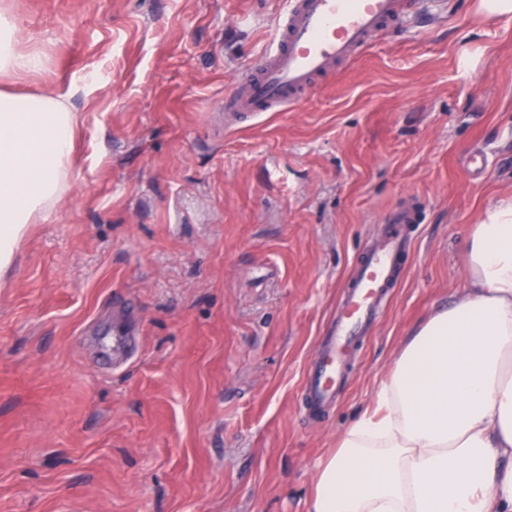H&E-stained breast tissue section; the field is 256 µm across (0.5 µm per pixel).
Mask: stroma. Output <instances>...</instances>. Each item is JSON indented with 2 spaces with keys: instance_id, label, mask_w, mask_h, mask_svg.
Here are the masks:
<instances>
[{
  "instance_id": "obj_1",
  "label": "stroma",
  "mask_w": 512,
  "mask_h": 512,
  "mask_svg": "<svg viewBox=\"0 0 512 512\" xmlns=\"http://www.w3.org/2000/svg\"><path fill=\"white\" fill-rule=\"evenodd\" d=\"M474 2L228 132L224 92L286 0H0L46 59L0 89L80 115L65 192L0 278V512H308L402 347L466 288L480 213L512 196V20ZM411 196L401 281L310 417L323 325ZM116 318L142 339L120 367Z\"/></svg>"
}]
</instances>
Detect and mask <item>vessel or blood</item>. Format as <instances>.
Instances as JSON below:
<instances>
[{
    "label": "vessel or blood",
    "instance_id": "vessel-or-blood-1",
    "mask_svg": "<svg viewBox=\"0 0 512 512\" xmlns=\"http://www.w3.org/2000/svg\"><path fill=\"white\" fill-rule=\"evenodd\" d=\"M414 6L415 0H288L274 24L271 47L224 95L225 127L238 128L267 113L299 106L337 63L381 34L401 30ZM419 218L415 203L391 212L388 231L357 265L305 377L304 392L312 409L335 403L352 340L367 331L403 271L409 244L402 228ZM136 342L131 325L114 323V363L131 358Z\"/></svg>",
    "mask_w": 512,
    "mask_h": 512
}]
</instances>
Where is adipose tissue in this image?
<instances>
[{"label": "adipose tissue", "instance_id": "ef3b65f1", "mask_svg": "<svg viewBox=\"0 0 512 512\" xmlns=\"http://www.w3.org/2000/svg\"><path fill=\"white\" fill-rule=\"evenodd\" d=\"M18 40L0 13L1 76L44 65ZM77 122L67 96L0 91V275L61 199ZM467 264L319 470L309 512H512V198L481 213Z\"/></svg>", "mask_w": 512, "mask_h": 512}]
</instances>
